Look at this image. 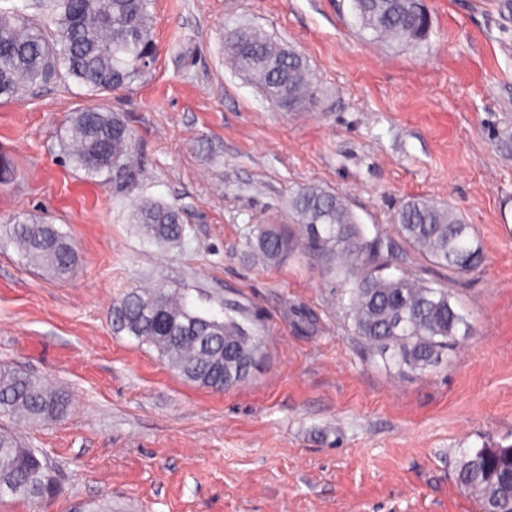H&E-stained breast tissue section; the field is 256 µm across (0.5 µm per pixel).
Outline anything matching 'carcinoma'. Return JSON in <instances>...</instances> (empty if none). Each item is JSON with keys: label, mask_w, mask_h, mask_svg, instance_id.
I'll return each mask as SVG.
<instances>
[{"label": "carcinoma", "mask_w": 512, "mask_h": 512, "mask_svg": "<svg viewBox=\"0 0 512 512\" xmlns=\"http://www.w3.org/2000/svg\"><path fill=\"white\" fill-rule=\"evenodd\" d=\"M37 20L22 8L0 11V99L45 85L65 75L89 92L129 87L145 77L157 45L150 0H38ZM360 26L390 46H413L428 34L424 0H353ZM235 70L252 79L278 108L312 106L316 90L308 68L294 51L276 46L263 32L241 28L224 44ZM63 148L74 167L112 176L122 188L135 181L133 134L125 118L97 107L69 119ZM289 208L307 248L336 269L338 300L368 351L402 376L436 366L468 328L450 289L434 287L420 275L397 276L391 241L368 238L344 199L315 186L300 188ZM137 223L164 243L181 240L177 208L142 205ZM399 236L431 262L457 273L475 270L482 252L474 227L451 208L424 199L402 205L393 218ZM13 237L24 256L57 276L76 262L67 236L52 224L14 218ZM253 250L276 262L290 243L274 225L257 227ZM112 329L154 348L168 367L201 387L220 390L244 380L261 354V338L235 318L201 313L185 294L164 288L133 289L112 304ZM66 395L11 364L0 362V414L29 425L62 417ZM454 479L473 494L479 512H512V444L469 448L457 459ZM57 491L55 471L37 448L10 429H0V498L36 501Z\"/></svg>", "instance_id": "1"}]
</instances>
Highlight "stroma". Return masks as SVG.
I'll use <instances>...</instances> for the list:
<instances>
[{"instance_id":"1","label":"stroma","mask_w":512,"mask_h":512,"mask_svg":"<svg viewBox=\"0 0 512 512\" xmlns=\"http://www.w3.org/2000/svg\"><path fill=\"white\" fill-rule=\"evenodd\" d=\"M428 37L390 47L352 0H152L149 75L92 93L58 78L0 100V362L67 395L69 411L13 429L58 465L56 496L0 499V512H478L453 478L466 448L512 443V0H424ZM253 27L313 74L307 112H285L224 53ZM88 106L123 113L139 172L118 189L66 161L60 137ZM342 196L368 236L450 288L470 331L437 366L399 376L369 355L336 300L337 280L304 247L278 263L248 245L259 224L299 233L293 193ZM421 198L474 227L482 265L448 271L397 234ZM179 209L184 235L147 237L136 209ZM25 215L65 233L64 278L11 237ZM179 289L226 306L263 338L242 382L221 391L172 371L115 333L112 303L135 288Z\"/></svg>"}]
</instances>
